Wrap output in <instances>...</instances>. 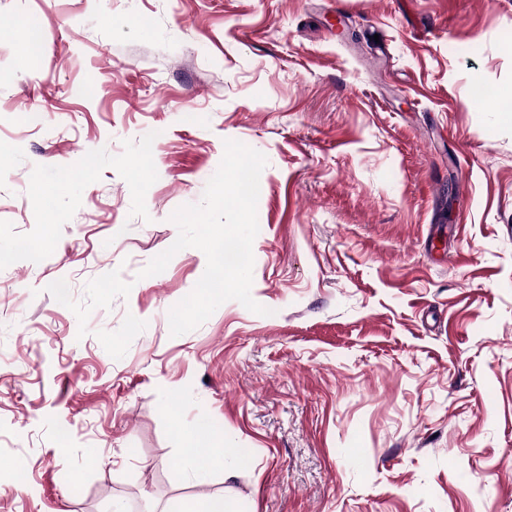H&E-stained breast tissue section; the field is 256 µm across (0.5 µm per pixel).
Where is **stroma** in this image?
Segmentation results:
<instances>
[{"label": "stroma", "instance_id": "1", "mask_svg": "<svg viewBox=\"0 0 512 512\" xmlns=\"http://www.w3.org/2000/svg\"><path fill=\"white\" fill-rule=\"evenodd\" d=\"M510 88L512 0H0V512H512ZM228 139L269 313L174 337L204 253L140 272ZM114 270L79 335L48 285ZM206 423H200L193 434L185 438L182 448L186 470L189 476L198 483H203L206 477L217 468L226 467L230 455L224 451V446H213ZM164 512H224V500L220 497L206 501L192 498H175L167 503Z\"/></svg>", "mask_w": 512, "mask_h": 512}]
</instances>
